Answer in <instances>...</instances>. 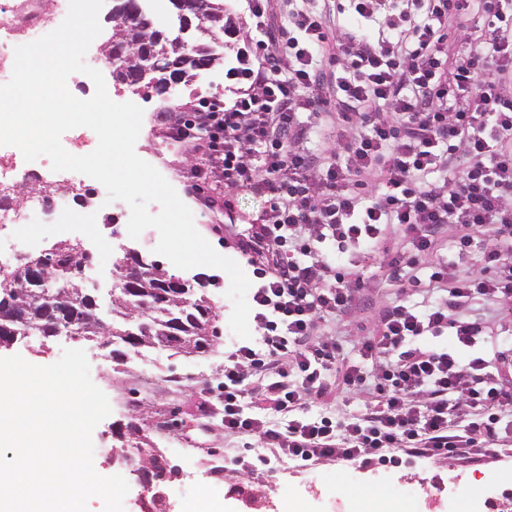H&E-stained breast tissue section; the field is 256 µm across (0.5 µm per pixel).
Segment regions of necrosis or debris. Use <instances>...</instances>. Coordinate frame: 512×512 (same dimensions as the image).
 <instances>
[{
    "instance_id": "obj_1",
    "label": "necrosis or debris",
    "mask_w": 512,
    "mask_h": 512,
    "mask_svg": "<svg viewBox=\"0 0 512 512\" xmlns=\"http://www.w3.org/2000/svg\"><path fill=\"white\" fill-rule=\"evenodd\" d=\"M69 0H0V84L12 74L14 51L56 29L68 12ZM48 157L28 162L13 146H0V236L15 240L14 258H21L28 244L37 241L35 226L101 223L109 213L107 192L96 185L95 195L85 202L77 197L86 175L65 172L66 189L52 198L31 196L28 187L52 178Z\"/></svg>"
}]
</instances>
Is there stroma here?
<instances>
[{
	"instance_id": "stroma-1",
	"label": "stroma",
	"mask_w": 512,
	"mask_h": 512,
	"mask_svg": "<svg viewBox=\"0 0 512 512\" xmlns=\"http://www.w3.org/2000/svg\"><path fill=\"white\" fill-rule=\"evenodd\" d=\"M224 5L235 19L237 35L230 38L219 33L212 37L211 43L222 61L234 56L250 27L244 0H224ZM222 61L211 70L195 75L191 86L181 88L174 102L165 103L154 96L142 100L144 115L135 152L141 156L147 148L162 145L155 168L193 209L199 233L218 253L235 260L239 254L232 242L261 215L264 199L247 189L226 188L216 177L192 183L188 172L191 165L200 163V156L191 154L188 147L168 143L159 119L163 112L175 117L189 115L201 97H223ZM129 216L127 204L113 202L112 213L102 224L93 227L75 224L62 234L44 227L40 246L46 249L65 238L77 239L95 253L105 243L115 252L126 245L140 251L148 260H156V239L134 240L128 236ZM163 269L167 275L188 280L207 297L219 336L206 354L188 355L159 346L130 350L118 342L114 343L112 352L106 353L101 349V339L96 337L74 338L63 332L47 339L35 331L19 338L10 348H0V357L18 354L39 366L56 362L66 348L85 351L90 377L106 394L112 408L92 434L94 468L98 474L127 475V468L112 459L114 448L151 449L179 470L176 477L159 487L166 497L168 512H190L191 507L198 505L210 508L211 512H486L487 498L512 492V456L481 467L412 462L372 472L345 464L298 472L293 465L284 463L276 478L243 480L228 473L220 487H211L207 482V463L194 456V449L219 448L230 457L239 451L242 443L225 437L223 429L204 425L202 406L209 399L205 385L186 381L176 393L157 391L142 395L137 401L133 400L132 391L136 380L146 377L163 379L201 371L223 379L224 353L239 342L229 328L232 313V303L226 296L229 278L223 271L209 267L182 270L167 262ZM359 269L368 285L357 318L348 323L329 319L322 324L323 332L335 336L351 359L357 356L354 340L373 332L378 311L397 296V286L388 278L380 260H362ZM115 283L112 264L99 259L87 270L82 283L95 296L98 315L107 323L112 320ZM166 410L174 412L180 420L179 429L172 435L151 428L152 421ZM130 423L141 426V434L117 439L115 429L125 430Z\"/></svg>"
}]
</instances>
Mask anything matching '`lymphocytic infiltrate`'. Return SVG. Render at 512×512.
<instances>
[{
    "label": "lymphocytic infiltrate",
    "mask_w": 512,
    "mask_h": 512,
    "mask_svg": "<svg viewBox=\"0 0 512 512\" xmlns=\"http://www.w3.org/2000/svg\"><path fill=\"white\" fill-rule=\"evenodd\" d=\"M246 5L251 33L224 71L227 99L166 127L201 151L193 177L214 173L266 200L238 240L264 283L251 293L258 342L224 362L225 435L300 468L489 463L512 441V382L505 355L463 358L493 329L462 310L478 300L512 310V0H336L332 26L321 0H302L280 29L274 0ZM444 224L488 231L452 241L481 252L479 272L429 262ZM354 255L380 258L401 294L350 363L316 331L356 316L365 281ZM424 262L443 295L407 301ZM442 335L449 347L433 345ZM331 375L365 407L309 414Z\"/></svg>",
    "instance_id": "obj_1"
}]
</instances>
